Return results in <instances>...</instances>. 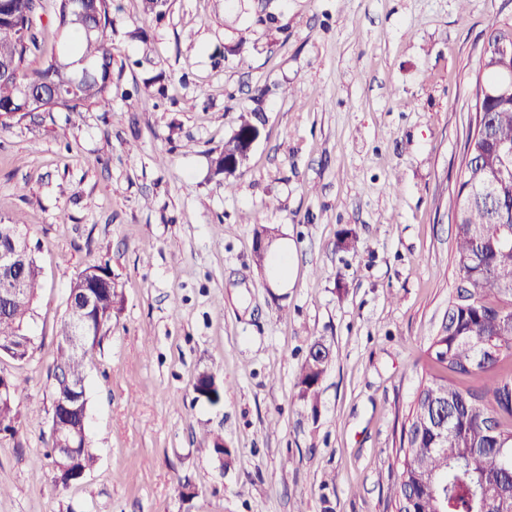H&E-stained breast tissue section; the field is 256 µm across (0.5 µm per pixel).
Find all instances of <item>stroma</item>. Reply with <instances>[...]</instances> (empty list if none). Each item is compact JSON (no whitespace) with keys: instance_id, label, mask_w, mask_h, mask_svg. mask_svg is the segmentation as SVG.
Returning a JSON list of instances; mask_svg holds the SVG:
<instances>
[{"instance_id":"1","label":"stroma","mask_w":512,"mask_h":512,"mask_svg":"<svg viewBox=\"0 0 512 512\" xmlns=\"http://www.w3.org/2000/svg\"><path fill=\"white\" fill-rule=\"evenodd\" d=\"M115 3L109 110L0 128V219L22 218L42 283L29 356L0 361L23 382L0 512H397L403 427L458 278L477 62L512 0H169L159 21ZM256 108L225 192L211 159ZM258 225L292 246L286 284L257 263ZM104 262L124 303L86 358L97 462L54 494L58 331L72 280ZM317 339L333 357L306 403ZM205 371L220 406L195 398ZM205 425L231 466L201 449ZM328 365L329 364H323L320 369L314 362L304 359L296 382L298 397L300 399L317 400L318 390L315 384L320 374L326 371Z\"/></svg>"}]
</instances>
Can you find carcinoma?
I'll list each match as a JSON object with an SVG mask.
<instances>
[{"instance_id": "cac0c4a2", "label": "carcinoma", "mask_w": 512, "mask_h": 512, "mask_svg": "<svg viewBox=\"0 0 512 512\" xmlns=\"http://www.w3.org/2000/svg\"><path fill=\"white\" fill-rule=\"evenodd\" d=\"M114 0H83L75 12L70 0H54L52 20L63 38L62 49L45 65L25 70L28 55L39 50L38 21L42 0H0V121L1 127L21 121L25 106L16 86L62 91L58 108L75 120L91 108L110 109L112 102V7ZM512 32V23L492 20L488 40ZM491 134L466 142L457 181L453 261L466 279V301L448 297L450 323L432 343L441 345L437 372L420 389L409 420L407 446L401 448L398 501L414 499L415 512H512V455L501 445H512V173L492 180L501 167L500 148L512 147V93L482 101ZM257 111L239 115L237 130L258 132ZM41 288L40 268L34 259L13 271L0 273V291L16 290L0 311V357L25 360L31 351L24 336L33 303ZM122 293L104 287L96 293L90 313L94 331L88 346L99 348L112 331L121 310ZM498 348L492 355L483 342ZM327 365L304 361L297 377L298 397L315 400L317 381ZM53 397L70 404L71 379L85 378L84 358L58 342L53 365ZM481 385L462 389L457 381L472 375ZM12 388L0 399V431L13 433L18 416L21 381L0 368ZM80 447L71 453L51 443L56 469L51 491L79 481L96 463L86 431L74 432ZM203 440L216 457L230 452L224 438L202 428Z\"/></svg>"}]
</instances>
